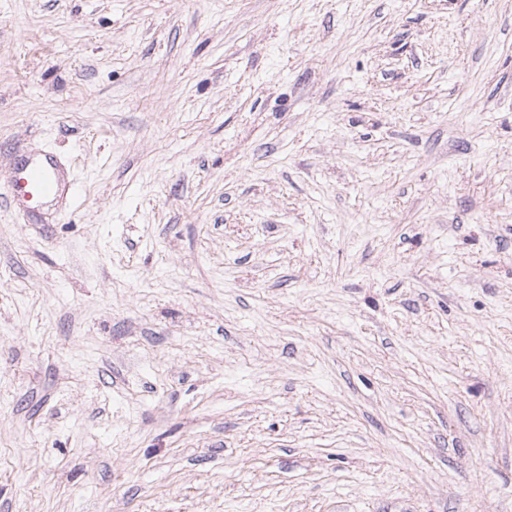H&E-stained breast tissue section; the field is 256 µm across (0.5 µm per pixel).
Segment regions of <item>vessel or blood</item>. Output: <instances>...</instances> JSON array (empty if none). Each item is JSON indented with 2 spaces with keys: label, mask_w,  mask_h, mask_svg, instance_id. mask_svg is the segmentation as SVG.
<instances>
[{
  "label": "vessel or blood",
  "mask_w": 512,
  "mask_h": 512,
  "mask_svg": "<svg viewBox=\"0 0 512 512\" xmlns=\"http://www.w3.org/2000/svg\"><path fill=\"white\" fill-rule=\"evenodd\" d=\"M73 185L60 164L51 154H26L15 159L0 200L28 214L44 213L51 205L72 199Z\"/></svg>",
  "instance_id": "b4317fda"
}]
</instances>
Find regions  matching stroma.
<instances>
[{
    "label": "stroma",
    "mask_w": 512,
    "mask_h": 512,
    "mask_svg": "<svg viewBox=\"0 0 512 512\" xmlns=\"http://www.w3.org/2000/svg\"><path fill=\"white\" fill-rule=\"evenodd\" d=\"M0 512H512V0H0ZM5 182L1 199L9 207L28 214H42L53 204H66L74 191L60 162L44 152L15 159Z\"/></svg>",
    "instance_id": "obj_1"
}]
</instances>
